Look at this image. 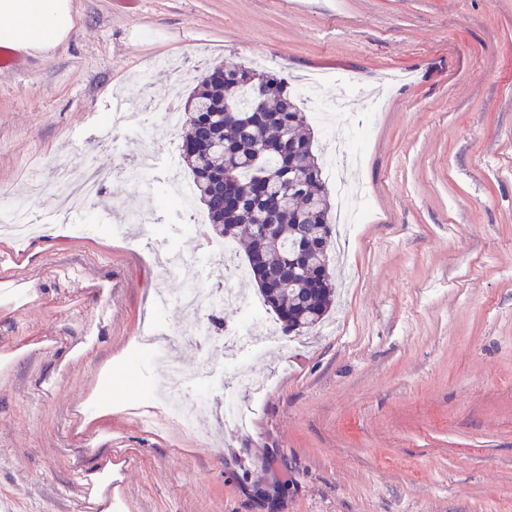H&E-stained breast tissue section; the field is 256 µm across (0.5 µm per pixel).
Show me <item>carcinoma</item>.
Wrapping results in <instances>:
<instances>
[{"mask_svg":"<svg viewBox=\"0 0 512 512\" xmlns=\"http://www.w3.org/2000/svg\"><path fill=\"white\" fill-rule=\"evenodd\" d=\"M188 106L181 158L193 199L215 232L247 240L255 281L288 270L283 287L259 289L283 331L318 329L336 293L331 201L307 113L288 92V79L242 65L215 68L198 78ZM274 195L286 205L268 207Z\"/></svg>","mask_w":512,"mask_h":512,"instance_id":"1","label":"carcinoma"}]
</instances>
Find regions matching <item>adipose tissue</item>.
Returning a JSON list of instances; mask_svg holds the SVG:
<instances>
[{
	"mask_svg": "<svg viewBox=\"0 0 512 512\" xmlns=\"http://www.w3.org/2000/svg\"><path fill=\"white\" fill-rule=\"evenodd\" d=\"M77 22L74 0H0V48L21 57L64 45Z\"/></svg>",
	"mask_w": 512,
	"mask_h": 512,
	"instance_id": "adipose-tissue-1",
	"label": "adipose tissue"
}]
</instances>
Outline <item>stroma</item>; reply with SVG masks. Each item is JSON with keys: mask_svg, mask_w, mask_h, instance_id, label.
<instances>
[{"mask_svg": "<svg viewBox=\"0 0 512 512\" xmlns=\"http://www.w3.org/2000/svg\"><path fill=\"white\" fill-rule=\"evenodd\" d=\"M67 44L0 68V207L36 216L31 171L109 168L89 213L25 243L0 234V512H88L85 478L111 463L124 512H512V0H75ZM285 75L311 117L345 133L374 115L341 176L371 214L341 228L339 284L326 325L304 336L257 323L265 342L230 383L224 330L208 333L160 293L211 291L203 259L223 237L185 238L206 216L166 197L172 140L147 116L160 154L151 190L127 179L137 133L106 139L118 95L187 99L221 65ZM143 215L131 223V214ZM198 264L168 272L158 250ZM172 336L157 359L117 369L111 416L79 430L101 370L149 326ZM98 342L62 366L83 336ZM211 367L204 429L161 424L150 387L168 361ZM53 390H45L46 382ZM249 413L224 424V398Z\"/></svg>", "mask_w": 512, "mask_h": 512, "instance_id": "stroma-1", "label": "stroma"}]
</instances>
